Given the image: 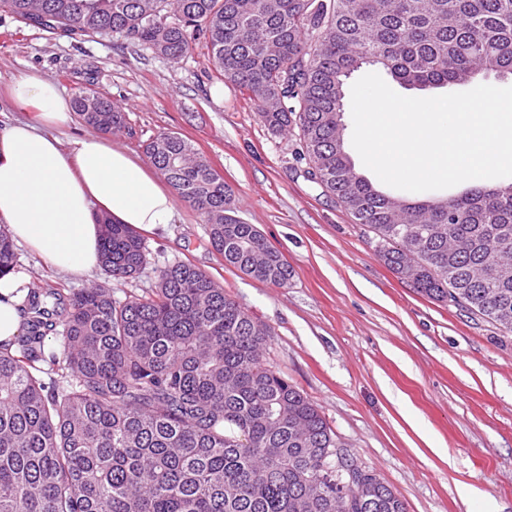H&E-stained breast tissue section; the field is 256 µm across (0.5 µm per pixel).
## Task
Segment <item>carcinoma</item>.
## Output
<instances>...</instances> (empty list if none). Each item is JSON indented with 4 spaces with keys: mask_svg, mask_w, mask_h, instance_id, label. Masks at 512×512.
I'll list each match as a JSON object with an SVG mask.
<instances>
[{
    "mask_svg": "<svg viewBox=\"0 0 512 512\" xmlns=\"http://www.w3.org/2000/svg\"><path fill=\"white\" fill-rule=\"evenodd\" d=\"M79 41L116 34L172 60L192 41L273 134L298 128L305 175L379 240L385 265L436 302L512 333V182L409 201L345 150V80L368 64L423 90L512 75V0H0ZM88 126L125 128L121 105L74 101ZM145 153L207 224L224 263L284 288L292 269L236 215L232 189L176 133ZM0 228V277L14 271ZM114 281L147 265L143 238L104 225ZM17 348L0 347V512H406L376 474L350 473L316 405L264 360L268 331L190 263L122 300L95 285L30 292ZM58 331L57 352H45ZM334 450L323 457V449Z\"/></svg>",
    "mask_w": 512,
    "mask_h": 512,
    "instance_id": "1",
    "label": "carcinoma"
}]
</instances>
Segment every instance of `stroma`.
Returning a JSON list of instances; mask_svg holds the SVG:
<instances>
[{
  "instance_id": "obj_1",
  "label": "stroma",
  "mask_w": 512,
  "mask_h": 512,
  "mask_svg": "<svg viewBox=\"0 0 512 512\" xmlns=\"http://www.w3.org/2000/svg\"><path fill=\"white\" fill-rule=\"evenodd\" d=\"M20 72L71 97L90 89L121 103L127 127L111 139L136 154L162 132L188 139L231 187L238 217L293 270L279 288L225 265L181 201L173 224L146 235L149 262L113 284L115 298L152 288L169 262H191L269 329L268 365L407 512H512V335L400 280L373 233L305 177L297 132L271 134L201 43L174 61L115 35L54 37L0 11V76ZM16 253L17 272L39 291L70 294L106 279L100 270L72 278L24 247Z\"/></svg>"
}]
</instances>
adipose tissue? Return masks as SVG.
I'll return each mask as SVG.
<instances>
[{
    "mask_svg": "<svg viewBox=\"0 0 512 512\" xmlns=\"http://www.w3.org/2000/svg\"><path fill=\"white\" fill-rule=\"evenodd\" d=\"M19 119L0 125V223L13 239L52 267L78 277L99 265V217L152 233L173 223L177 204L157 174L101 135L62 144L73 104L35 73L6 83ZM28 279L0 277V345L23 333Z\"/></svg>",
    "mask_w": 512,
    "mask_h": 512,
    "instance_id": "ef3b65f1",
    "label": "adipose tissue"
}]
</instances>
